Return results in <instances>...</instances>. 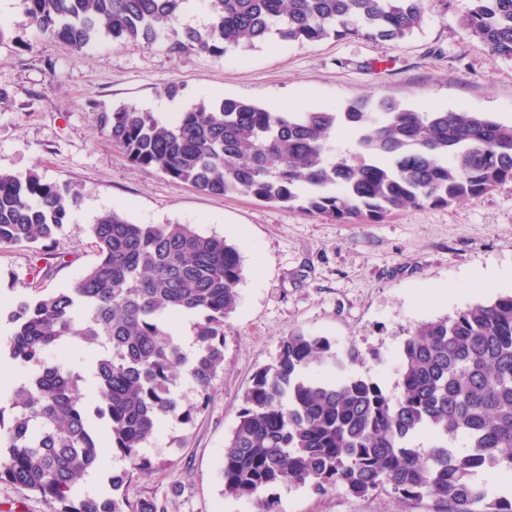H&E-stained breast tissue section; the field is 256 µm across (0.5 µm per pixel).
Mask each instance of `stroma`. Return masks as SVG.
<instances>
[{
    "label": "stroma",
    "instance_id": "35a3bbf8",
    "mask_svg": "<svg viewBox=\"0 0 512 512\" xmlns=\"http://www.w3.org/2000/svg\"><path fill=\"white\" fill-rule=\"evenodd\" d=\"M467 0H427L420 28L399 42L347 38L269 40L221 58L169 56L104 41L74 54L38 35L20 0H0V171H37L68 184L78 207L50 245L60 264L40 273L33 248L0 249V297L72 288L96 261L88 228L116 210L142 224H192L238 246L240 303L224 328V366L207 406L172 417L144 449L153 469L129 474L105 453L81 481V495L111 492L113 475L130 502L164 501L167 512H256L225 494L224 443L253 374L273 362L280 337L300 329L326 337L333 353H360L354 375L399 392V354L419 323L512 293V183L452 207H409L381 223L337 224L242 194L209 195L133 166L101 132L100 107L159 112L176 84L179 110L227 98L287 112L333 109L359 98L421 110H467L512 124V59L490 55L462 26ZM504 276L502 291L471 281ZM278 512H429V501L389 491L324 494L288 482L270 491Z\"/></svg>",
    "mask_w": 512,
    "mask_h": 512
}]
</instances>
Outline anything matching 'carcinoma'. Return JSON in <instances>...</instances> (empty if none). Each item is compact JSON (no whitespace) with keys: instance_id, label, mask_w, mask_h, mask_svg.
I'll list each match as a JSON object with an SVG mask.
<instances>
[{"instance_id":"carcinoma-1","label":"carcinoma","mask_w":512,"mask_h":512,"mask_svg":"<svg viewBox=\"0 0 512 512\" xmlns=\"http://www.w3.org/2000/svg\"><path fill=\"white\" fill-rule=\"evenodd\" d=\"M209 27L176 30L184 0H21L40 34L74 52L103 39L151 46L164 34L176 56L222 58L270 38L320 42L361 37L395 42L412 34L425 0H207ZM464 28L490 54L512 59V0H469ZM128 161L212 194L245 193L303 214L354 224L382 222L407 206L471 202L512 182V124L464 110L421 112L361 99L340 110L296 114L226 98L196 104L172 123L123 106L98 113ZM347 130L355 152L338 153ZM68 185L31 171H0V248L50 241L70 219ZM97 261L70 290L11 301L8 358L34 372L0 408V482L58 504L54 512H166L155 499L76 500L75 485L103 464L89 415L112 451L147 472L143 449L163 421L189 423L224 364V325L243 280L236 246L191 224H138L112 210L91 226ZM197 318L186 352L169 318ZM90 352L85 369L45 354L72 339ZM299 329L278 341L258 370L224 443V492L256 498L284 481L324 494L390 487L429 499L432 512H512L479 475L512 473V294L418 324L400 353L401 391L347 373L357 360ZM332 359L336 376L316 368ZM202 401L182 408L179 379ZM438 443L423 454L411 437ZM461 436L465 446L448 447Z\"/></svg>"}]
</instances>
